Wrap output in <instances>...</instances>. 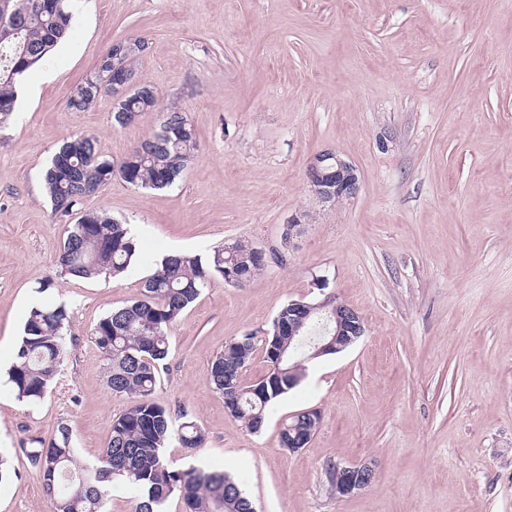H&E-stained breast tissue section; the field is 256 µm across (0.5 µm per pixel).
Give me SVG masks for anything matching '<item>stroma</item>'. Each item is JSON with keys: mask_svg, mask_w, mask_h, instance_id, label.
<instances>
[{"mask_svg": "<svg viewBox=\"0 0 512 512\" xmlns=\"http://www.w3.org/2000/svg\"><path fill=\"white\" fill-rule=\"evenodd\" d=\"M129 38L148 43L139 81L186 113L199 147L171 188L115 179L84 198L131 225L138 256L116 277L60 278L75 218L41 188L52 156L85 133L118 161L159 123L149 111L115 125L109 96L67 108ZM16 91L0 127V512H54L26 449L65 423L78 461L94 464L126 409L91 341L98 320L141 298L166 253L237 240L265 250L266 268L243 287L212 277L171 330L153 397L205 434L192 449L171 440L172 467L237 477L257 512H512V0H80L70 37ZM325 149L360 178L336 207L306 179ZM327 293L362 314L365 336L308 362L249 432L210 362L230 341L263 338L285 302ZM38 298L67 306L70 342L29 406L7 372ZM313 408L308 447L281 448L288 415ZM364 462L371 484L336 496L329 466Z\"/></svg>", "mask_w": 512, "mask_h": 512, "instance_id": "stroma-1", "label": "stroma"}]
</instances>
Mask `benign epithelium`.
Returning a JSON list of instances; mask_svg holds the SVG:
<instances>
[{"mask_svg": "<svg viewBox=\"0 0 512 512\" xmlns=\"http://www.w3.org/2000/svg\"><path fill=\"white\" fill-rule=\"evenodd\" d=\"M147 45L137 38H130L113 43L112 56H102L95 69L90 72L85 82L100 91L112 92L116 101L126 97L138 88L136 80L122 72L126 68L125 60L134 59L144 54ZM307 179L314 195L325 203L337 205L354 197L359 191V176L356 167L336 152L326 149L317 153L307 169ZM314 306L325 312L327 321L326 335L307 344V336L298 335L300 325H290L288 348L291 357L300 356L311 360L333 352L340 353L353 346L365 334V323L361 314L353 307L338 302L332 309H327L326 301L314 305L293 300L288 304V315L295 319L307 317L306 311ZM288 451L297 452L312 441L321 423V413L316 409H306L289 416ZM374 477V468L369 464H337L329 471L332 491L338 497L349 496L368 487Z\"/></svg>", "mask_w": 512, "mask_h": 512, "instance_id": "benign-epithelium-1", "label": "benign epithelium"}]
</instances>
